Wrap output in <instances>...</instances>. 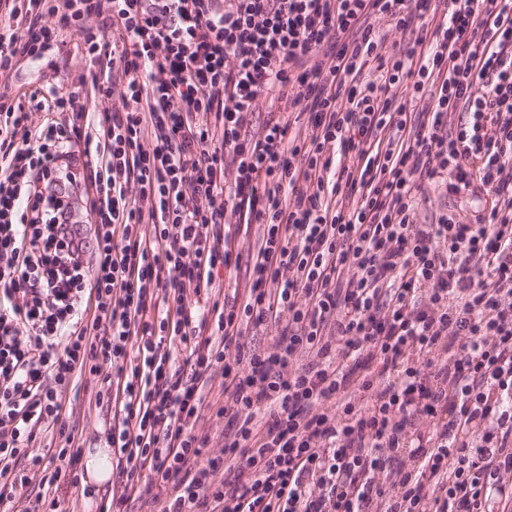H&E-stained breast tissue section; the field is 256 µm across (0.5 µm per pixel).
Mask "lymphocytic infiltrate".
<instances>
[{
	"label": "lymphocytic infiltrate",
	"instance_id": "obj_1",
	"mask_svg": "<svg viewBox=\"0 0 512 512\" xmlns=\"http://www.w3.org/2000/svg\"><path fill=\"white\" fill-rule=\"evenodd\" d=\"M67 33L122 106L54 86L43 122L0 123V512L78 485L87 376L162 512H512V0H0V73ZM264 98L285 115L256 134ZM433 180L481 183L487 213L415 223ZM241 224L262 233L226 294ZM263 325L268 352L244 341ZM217 372L212 457L190 424Z\"/></svg>",
	"mask_w": 512,
	"mask_h": 512
}]
</instances>
